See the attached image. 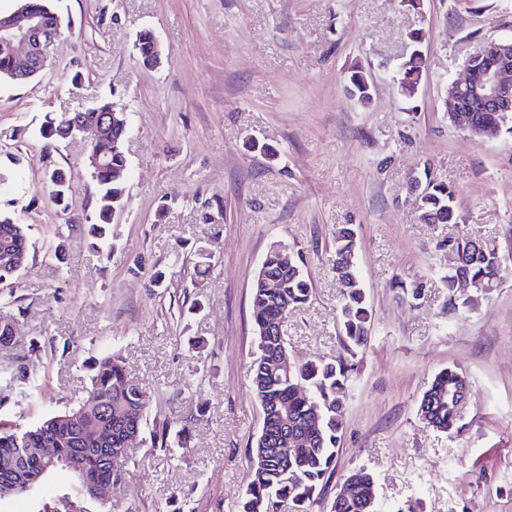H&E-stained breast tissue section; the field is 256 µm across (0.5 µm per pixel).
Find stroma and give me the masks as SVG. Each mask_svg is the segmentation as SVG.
Segmentation results:
<instances>
[{
  "label": "stroma",
  "mask_w": 512,
  "mask_h": 512,
  "mask_svg": "<svg viewBox=\"0 0 512 512\" xmlns=\"http://www.w3.org/2000/svg\"><path fill=\"white\" fill-rule=\"evenodd\" d=\"M51 6L62 29L46 68L26 84L0 81V173L10 176L0 215L27 225L31 244L8 299L21 344L0 361L42 377L34 396L0 413L30 426L76 406L92 359L121 351L149 403L117 462L112 512H236L262 426L249 380L254 276L272 245L299 254L314 293L288 319V356L347 357L331 242L349 224L371 333L349 357L336 469L311 512H329L339 483L360 470L374 478L378 512H512V133L475 142L444 107L477 44L512 36V0H424L418 11L400 0ZM144 29L162 48L155 68L135 49ZM416 46L429 68L409 98L395 67ZM357 64L371 84L365 103L349 94ZM96 97L128 119L126 204L97 245L85 232L97 199L89 143L40 133L46 116ZM427 165L454 189L458 223L420 221L409 178ZM56 168L71 175L61 205L50 195ZM464 234L494 240L510 273L454 309L443 244ZM203 250L212 259L201 270ZM398 280L421 282L417 297ZM449 366L469 383L452 435L417 414ZM165 421L188 426L186 447L155 445Z\"/></svg>",
  "instance_id": "1"
}]
</instances>
